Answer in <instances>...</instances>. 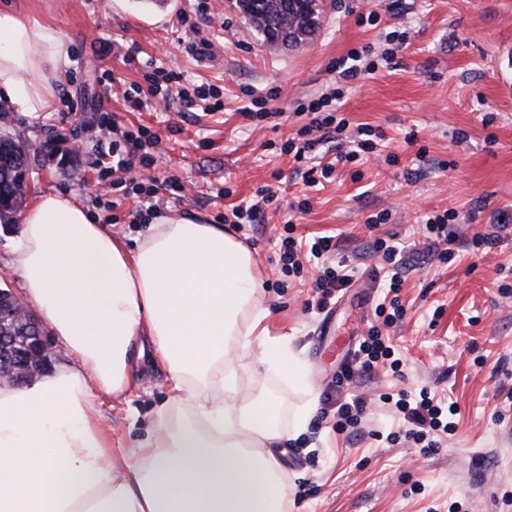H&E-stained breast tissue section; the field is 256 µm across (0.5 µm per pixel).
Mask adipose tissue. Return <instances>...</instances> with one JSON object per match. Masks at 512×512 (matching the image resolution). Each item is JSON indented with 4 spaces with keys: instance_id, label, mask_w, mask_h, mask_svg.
<instances>
[{
    "instance_id": "1",
    "label": "adipose tissue",
    "mask_w": 512,
    "mask_h": 512,
    "mask_svg": "<svg viewBox=\"0 0 512 512\" xmlns=\"http://www.w3.org/2000/svg\"><path fill=\"white\" fill-rule=\"evenodd\" d=\"M70 65L53 28L0 9L1 104L52 111ZM10 267L73 362L0 385V512H289L283 445L318 402L300 354L271 336L256 262L234 234L158 216L130 248L73 195L44 191ZM239 351L254 376L307 391L291 419L276 396L244 391ZM150 361L166 367L168 396L132 455L116 454L92 404L125 394Z\"/></svg>"
}]
</instances>
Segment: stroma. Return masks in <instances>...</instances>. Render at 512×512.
Wrapping results in <instances>:
<instances>
[{"mask_svg":"<svg viewBox=\"0 0 512 512\" xmlns=\"http://www.w3.org/2000/svg\"><path fill=\"white\" fill-rule=\"evenodd\" d=\"M206 2L197 25L214 44L210 58L190 51L194 35L180 24L195 0H0L52 26L70 48L53 111L8 115L44 147L31 189L77 195L131 246L147 226L127 212L151 182L184 187L166 195L161 214L189 212L207 224L223 223L263 186L276 190L263 223L238 236L255 251L272 333L291 336L320 394L376 321L385 271L373 242L402 243L405 316L382 330L402 373L381 369L350 384L372 401L356 435L316 418L288 443L293 512H512V0H322L319 35L294 48L263 43L231 0ZM393 31L405 33L403 44L388 40ZM365 45L374 69L345 91L339 114L348 133L369 125L384 139L366 161L306 185L281 150L307 122L296 105L326 93L336 61ZM169 68L182 71L194 106L173 93L163 108L149 94L147 74ZM134 87L143 102L135 111L124 99ZM272 89L280 122L245 120L241 108ZM105 115L114 132H103ZM141 126L154 137V165L106 177L113 151H125L126 133ZM303 199L304 212L294 207ZM446 211L456 242L443 264L424 223ZM288 220L303 238L334 237L353 271L327 310L305 306L316 266L286 278L275 263L273 238ZM484 235L494 236L492 247L474 252ZM424 386L456 402L452 431L432 452L387 442L402 422L379 393ZM166 390L167 372L155 365L126 398L98 400L114 447L131 453Z\"/></svg>","mask_w":512,"mask_h":512,"instance_id":"obj_1","label":"stroma"}]
</instances>
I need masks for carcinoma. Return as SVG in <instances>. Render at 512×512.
<instances>
[{
    "label": "carcinoma",
    "instance_id": "carcinoma-1",
    "mask_svg": "<svg viewBox=\"0 0 512 512\" xmlns=\"http://www.w3.org/2000/svg\"><path fill=\"white\" fill-rule=\"evenodd\" d=\"M235 6L270 45L278 34L301 45L320 32V0H236ZM20 151L19 132L0 129V222L13 218L22 203L23 193L15 185Z\"/></svg>",
    "mask_w": 512,
    "mask_h": 512
}]
</instances>
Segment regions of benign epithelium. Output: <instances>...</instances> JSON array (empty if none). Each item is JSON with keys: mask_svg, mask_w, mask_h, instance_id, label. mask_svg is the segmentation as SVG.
<instances>
[{"mask_svg": "<svg viewBox=\"0 0 512 512\" xmlns=\"http://www.w3.org/2000/svg\"><path fill=\"white\" fill-rule=\"evenodd\" d=\"M4 335H0V383L22 386L46 372L53 356L50 336L38 314L12 292L0 289Z\"/></svg>", "mask_w": 512, "mask_h": 512, "instance_id": "obj_1", "label": "benign epithelium"}]
</instances>
